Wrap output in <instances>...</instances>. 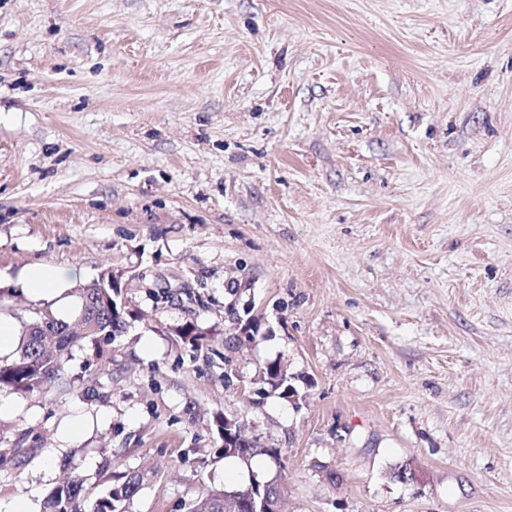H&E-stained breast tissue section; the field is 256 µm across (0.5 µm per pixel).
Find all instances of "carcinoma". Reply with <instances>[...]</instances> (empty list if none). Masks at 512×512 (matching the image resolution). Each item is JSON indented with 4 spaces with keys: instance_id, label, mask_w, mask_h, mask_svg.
Segmentation results:
<instances>
[{
    "instance_id": "1",
    "label": "carcinoma",
    "mask_w": 512,
    "mask_h": 512,
    "mask_svg": "<svg viewBox=\"0 0 512 512\" xmlns=\"http://www.w3.org/2000/svg\"><path fill=\"white\" fill-rule=\"evenodd\" d=\"M113 289L101 287L96 279L80 289L79 314L96 324V329L82 334V331L70 328V324L57 319L48 310L38 312V316L47 321L48 331L40 336L28 335L23 329L18 345L12 357L0 359V393H46L53 386L62 383L67 358L80 340L89 338L99 348L109 347L126 332L127 321L119 308L103 306L104 301H112ZM177 342L192 350L199 349L207 334L193 323H187L175 331ZM278 366L270 362L263 370L262 381L270 391L282 393L288 391V378H279L273 373ZM218 457L235 459L240 464H252L254 459L278 456L275 448H259L242 442L238 448H219ZM147 472L136 470L118 476L112 487L91 505H86L84 479L72 476L55 486L44 499L41 512H130V506L141 490L147 485ZM283 484L280 478H265L252 486L245 482L235 487L213 490L186 504V512H227L226 502L236 497L252 499L280 498Z\"/></svg>"
}]
</instances>
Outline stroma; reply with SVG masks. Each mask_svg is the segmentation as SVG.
<instances>
[{
    "label": "stroma",
    "mask_w": 512,
    "mask_h": 512,
    "mask_svg": "<svg viewBox=\"0 0 512 512\" xmlns=\"http://www.w3.org/2000/svg\"><path fill=\"white\" fill-rule=\"evenodd\" d=\"M106 270L137 318L11 395L1 504L151 468L131 512H180L233 414L284 512H512V0H0V317ZM70 270L59 266L36 265L31 267L23 279L24 289L32 297L46 301H63L65 285L70 279Z\"/></svg>",
    "instance_id": "stroma-1"
}]
</instances>
